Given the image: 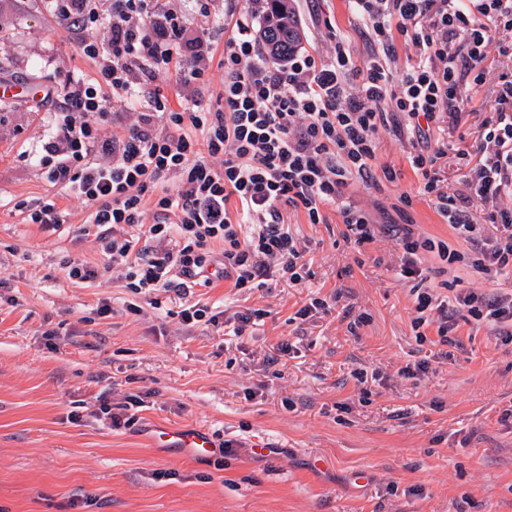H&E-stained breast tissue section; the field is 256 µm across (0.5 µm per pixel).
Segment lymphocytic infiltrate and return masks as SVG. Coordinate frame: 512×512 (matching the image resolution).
Returning <instances> with one entry per match:
<instances>
[{"instance_id": "f902f5d3", "label": "lymphocytic infiltrate", "mask_w": 512, "mask_h": 512, "mask_svg": "<svg viewBox=\"0 0 512 512\" xmlns=\"http://www.w3.org/2000/svg\"><path fill=\"white\" fill-rule=\"evenodd\" d=\"M46 2L96 67L93 81L63 91L57 132L42 158L47 178L89 208L84 236L94 237L108 268L122 272L133 294L162 289L184 296L210 285L214 267L238 289L263 288L277 274L304 281V253L284 229L288 209L323 224L325 206H336L346 239L359 247L376 232L389 234L402 251L406 279L422 277L426 251L450 265L461 261L447 243L420 240L407 224H373L345 200L352 180L395 181L392 168L374 170L380 135L392 127L411 136V166L424 194L435 197L436 211L470 242V266L488 277L512 272V209L499 211L496 236H483L464 207L439 192L434 167L444 150L431 147L429 130L440 113L464 112L468 76L483 75L494 34L512 31V0H354L375 51L357 64L338 35L333 62L321 67L308 57L268 65L252 11L230 5L223 17L224 89L215 110L196 100L175 111L154 96L140 123L109 136L98 133L107 95H131L146 78L180 64L186 48L195 59L186 81L203 79L205 41L189 37L183 15L159 0ZM398 34L418 49L399 76L389 65ZM493 109L483 137L494 148L469 183L470 200L480 203L512 194V76L503 77ZM171 173L177 184L163 185ZM150 192L157 218L146 225ZM130 227L141 229L146 246L127 235ZM454 303L512 341L511 294L469 289L450 301L418 292L416 310L434 312L441 343L456 342Z\"/></svg>"}]
</instances>
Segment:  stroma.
Here are the masks:
<instances>
[{"mask_svg":"<svg viewBox=\"0 0 512 512\" xmlns=\"http://www.w3.org/2000/svg\"><path fill=\"white\" fill-rule=\"evenodd\" d=\"M170 4L212 44L207 86L185 84L173 67L146 91L175 110L189 99L214 105L224 84V31L214 18L224 0H213L210 21L193 0ZM291 6L304 51L329 62L335 30L355 61L367 60L372 47L351 0ZM511 72L504 31L461 118L443 113L433 124L446 148L435 166L444 193L468 196L486 150L483 125ZM95 73L44 0H0V78L58 93ZM57 122L54 104L0 102V279L8 282L0 288V512H512V343L464 309L457 344H440L432 326L418 339L415 295L391 237L357 248L335 206H326L324 224L294 212L287 227L308 263L303 283L275 277L241 292L219 281L186 299L162 290L142 298L106 269L97 244L79 238L85 204L46 179L39 160ZM410 152L407 139L383 133L377 162L397 172L396 182L357 181L347 197L374 223L395 218L468 252L422 195ZM403 194L410 205L394 211ZM46 197L63 218L51 231L24 223L17 209ZM70 260L98 276L70 281ZM424 266V287L443 297L461 287L512 292L510 274L488 278L462 264L447 271L432 252ZM315 297L325 309L298 319ZM190 303L219 313L220 326L184 325L179 313ZM249 309L265 312L252 335L226 336L225 321ZM284 340L293 349L281 357ZM421 362L426 372L405 374ZM102 392L114 403L142 397L132 425L110 428ZM162 426L204 429L226 450L192 459L156 446Z\"/></svg>","mask_w":512,"mask_h":512,"instance_id":"1","label":"stroma"}]
</instances>
